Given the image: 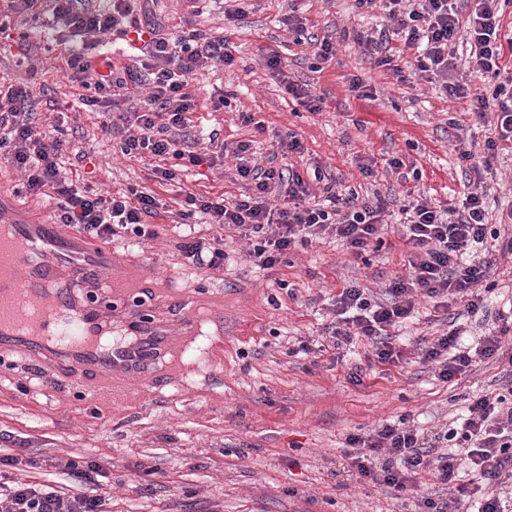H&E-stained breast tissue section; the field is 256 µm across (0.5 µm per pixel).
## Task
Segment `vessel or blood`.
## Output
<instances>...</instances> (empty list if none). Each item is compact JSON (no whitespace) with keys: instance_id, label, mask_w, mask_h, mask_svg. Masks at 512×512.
<instances>
[{"instance_id":"b4317fda","label":"vessel or blood","mask_w":512,"mask_h":512,"mask_svg":"<svg viewBox=\"0 0 512 512\" xmlns=\"http://www.w3.org/2000/svg\"><path fill=\"white\" fill-rule=\"evenodd\" d=\"M10 236L0 249V354L25 351L37 365L115 400L124 398L129 379L159 386L157 360L182 358L189 337L148 317L128 291L74 292L75 278L95 281L115 268L111 243L33 219L11 222ZM110 321L126 324L136 343L107 340Z\"/></svg>"}]
</instances>
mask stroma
I'll list each match as a JSON object with an SVG mask.
<instances>
[{"mask_svg":"<svg viewBox=\"0 0 512 512\" xmlns=\"http://www.w3.org/2000/svg\"><path fill=\"white\" fill-rule=\"evenodd\" d=\"M9 5L0 0V22L28 39L20 49L0 47V83L30 84L40 124L50 123L54 113L66 114L68 177L114 193L134 188L170 203L171 191L149 180L148 160L122 155L119 134L101 127L103 115L78 107L80 89L65 71L67 49L47 47L40 30L49 0H39L35 16L12 13ZM225 7V0H210L198 14L190 0L154 4L169 26L232 44L234 66L201 71L192 83L198 101L193 131L218 130L230 147L254 140L263 165L272 159L302 173L321 166L337 184L387 201L393 214L413 194L445 203L463 191L469 166L455 149L458 138L479 148L496 131L475 121L466 100L448 99L438 85L412 76V51L396 56L407 75L403 81L361 52L355 37L381 24L380 10L357 8L354 0H245L244 17L232 22ZM293 12L304 20L303 34L285 24ZM313 36L336 44L335 56L318 72ZM272 51L281 58L276 72L264 64ZM356 75L369 85V95L349 92ZM290 82L321 97L322 111H307L292 99L285 89ZM223 93L230 108L213 111L211 99ZM242 110L264 121L265 133L241 125ZM288 131L301 139L302 153L275 155L277 139ZM395 157L403 161L399 175L387 166ZM368 164L369 175L362 171ZM492 168L486 221L499 226L502 239L488 253L495 286L485 310L464 322L472 340L496 328L499 313L512 309V252L506 248L512 223L501 221L512 208V148L500 150ZM180 179L197 195L249 191L230 159L223 168L195 167ZM179 240L168 223L143 247L121 240L113 247L124 267L140 272L137 289L185 303L203 336L218 339L215 354L192 352L184 374L164 358L157 369L169 386L139 390L121 404L79 390L24 353L7 356L0 361V452L20 457L13 478L31 482L44 461L81 457L106 470L111 512H411L410 496L349 475L346 435L404 417L435 432L463 417L472 396L498 393L512 383V369L495 360L447 383L415 362L417 343L448 329L427 303L402 330L406 362L387 371L374 367L364 385L347 381L349 368L366 357L363 343L321 351L345 282L380 293L402 272L396 231H388L365 262L332 236L293 249L289 265L269 273L253 265L245 241L232 239L223 270L189 268L176 248ZM302 341L316 355L297 353Z\"/></svg>","mask_w":512,"mask_h":512,"instance_id":"1","label":"stroma"}]
</instances>
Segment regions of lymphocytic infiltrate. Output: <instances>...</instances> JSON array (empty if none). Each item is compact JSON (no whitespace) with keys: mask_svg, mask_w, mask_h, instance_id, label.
I'll return each instance as SVG.
<instances>
[{"mask_svg":"<svg viewBox=\"0 0 512 512\" xmlns=\"http://www.w3.org/2000/svg\"><path fill=\"white\" fill-rule=\"evenodd\" d=\"M360 8H382L389 21L379 32L357 35L364 53L378 66L391 68L392 39L416 49L414 70L433 76L446 96L465 99L476 120L494 116L498 134L487 138L480 150L461 149L471 176L457 204L444 207L420 195L403 206L401 240L407 248L408 267L394 276L383 297H375L360 283L343 286L336 298V319L327 326L332 348L359 340L369 348L368 362L399 366L404 361L400 331L415 314L420 300L434 310L449 313L462 305L474 316L484 308V290L491 260L478 255V247L498 240L486 218V176L501 142H512V69L504 62L512 37L504 34L503 0H355ZM51 29L62 35L69 49L65 58L70 78L83 88L78 102L88 108L121 110L125 135L119 143L123 155L146 154L157 158L153 173L159 184L174 185L181 172L193 166L215 164L223 151L203 156L184 149L176 133L190 124L196 106L191 82L196 72L216 65L232 66L235 58L227 38H206L196 30L177 31L153 14L148 0H111L93 9L85 0H52ZM136 36L142 46L139 69L109 67L97 70L84 51L85 44L106 34ZM469 48L478 72L495 79L487 90L458 77L456 44ZM148 86L138 107L128 108L134 89ZM64 142L39 127L31 112L28 85L0 86V156L24 176L22 192L37 199H56L61 223L71 225L94 240L129 238L145 243L158 237L154 222L161 203L154 195L139 192L110 195L86 185L76 187L60 176ZM252 145L238 142L232 150L236 171L254 185L253 195L228 198L186 194L180 220L199 218L218 226L209 241L186 231L178 244L187 264L195 268L223 270L224 235L248 239L249 255L262 270L285 263L288 253L333 235L353 258L381 248L386 226L383 199L359 196L351 188L326 182L321 168L312 180L287 168H262L253 160ZM321 183L324 199L313 194L311 182ZM287 184L283 200L268 207L261 200L272 185ZM462 326L452 325L445 334L425 341L418 354L432 366L439 380L449 382L475 364L500 360L512 346V324L480 337L475 346H464ZM456 442L452 453L445 445ZM349 471L365 484L387 485L414 492L424 478L448 483L460 471L471 476L469 486L457 497L437 501L416 496L414 512H507L512 506V397L499 393L474 397L460 429L425 435L405 422L384 423L370 433L346 437ZM16 457H0V512H107L102 482L106 472L95 461L75 459L66 468L71 481L82 488L69 495L53 480L26 483L9 478Z\"/></svg>","mask_w":512,"mask_h":512,"instance_id":"lymphocytic-infiltrate-1","label":"lymphocytic infiltrate"}]
</instances>
